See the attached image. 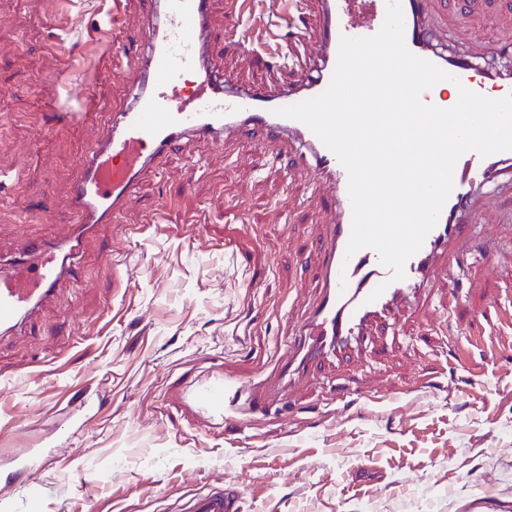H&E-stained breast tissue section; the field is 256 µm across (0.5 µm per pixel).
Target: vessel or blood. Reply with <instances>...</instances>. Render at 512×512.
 I'll return each instance as SVG.
<instances>
[{"label":"vessel or blood","instance_id":"b4317fda","mask_svg":"<svg viewBox=\"0 0 512 512\" xmlns=\"http://www.w3.org/2000/svg\"><path fill=\"white\" fill-rule=\"evenodd\" d=\"M147 19L149 50L144 73L145 92L115 114L114 131L105 145L81 162L70 206L82 217L66 247L35 239L9 269L0 271V331L30 319L40 304L54 295L73 269L63 253H74L94 223L112 219L136 197L142 172L187 134H219L227 130L262 135L273 142L298 137L309 147L331 186L327 206L334 216L324 248L319 296L301 323L286 359L277 371L285 388L315 362L338 356L357 343L375 321L388 318L395 306L413 296L442 266L454 265L455 245L463 237L479 188L512 170V151L486 157L465 152L457 161L453 189L436 226L422 247L405 263V277L391 281V271L378 253L364 248L347 255L352 206L348 175L336 155L302 122L278 116L279 108L321 94L335 69L341 37H369L382 27L388 0H320L321 25L316 45L323 64L314 79L288 85L267 99L236 86L205 66L211 45L202 35L209 0H136ZM404 41L410 52L454 76L470 91H478L492 76L476 65L471 51L436 53L423 20L422 0H401ZM223 378L189 388L184 397L214 419L224 417ZM241 497L231 486H217L191 495L182 512H237Z\"/></svg>","mask_w":512,"mask_h":512}]
</instances>
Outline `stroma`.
<instances>
[{
	"label": "stroma",
	"mask_w": 512,
	"mask_h": 512,
	"mask_svg": "<svg viewBox=\"0 0 512 512\" xmlns=\"http://www.w3.org/2000/svg\"><path fill=\"white\" fill-rule=\"evenodd\" d=\"M435 42L475 46L512 76V0H426ZM114 0H0V264L28 240L68 241L71 187L112 133L61 121L110 54ZM133 103L142 17L119 11ZM317 0H210L215 68L276 96L315 70ZM251 43L238 41L237 26ZM299 141L189 135L98 225L74 277L0 338V512H178L224 483L241 512H512V176L475 204L451 273L395 309L358 350L279 398L276 363L319 286L333 222L298 168ZM489 260H482V253ZM269 400L213 426L183 390L210 375ZM18 448L34 470L15 481Z\"/></svg>",
	"instance_id": "1"
}]
</instances>
